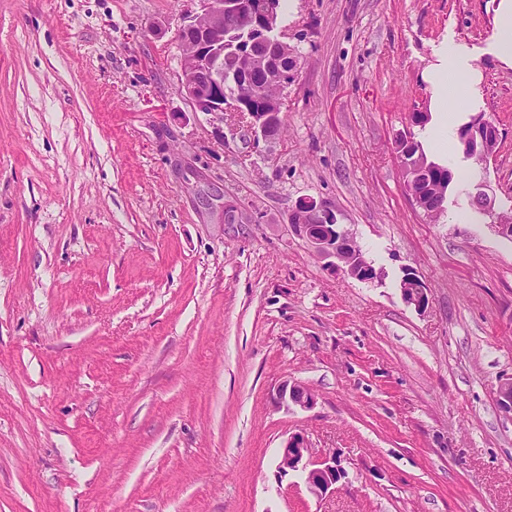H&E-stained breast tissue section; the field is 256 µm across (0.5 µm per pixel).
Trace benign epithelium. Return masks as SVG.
<instances>
[{
  "instance_id": "1",
  "label": "benign epithelium",
  "mask_w": 512,
  "mask_h": 512,
  "mask_svg": "<svg viewBox=\"0 0 512 512\" xmlns=\"http://www.w3.org/2000/svg\"><path fill=\"white\" fill-rule=\"evenodd\" d=\"M201 10L187 17L178 28L177 38L184 57L180 93L191 102L194 109L224 119V112H239L249 118V127L265 138L278 135L281 127V99L276 98L259 112L248 107V97L239 91L249 87V74L224 75V44L226 36L234 32L236 18L246 13L253 17L250 36L235 44V52L241 56L253 54L256 45L268 48L260 56L261 70L267 81L283 90L288 87L298 70V59L283 41L282 32L275 24L279 14L278 0H199ZM500 131L494 121L486 118L482 123L467 130L464 141L481 145L494 144ZM397 158L404 175V187L411 204L421 210L422 202L414 191V184L421 178L426 166L413 155L412 140L406 133L396 138ZM471 195L485 213L493 220V227L503 238H512V218H504L497 205L495 192L483 177L471 187ZM336 210L324 201L302 198L295 204L290 224L293 232L304 239L313 251L325 261L328 270L343 269L351 276L371 281L377 277L375 269L358 262L355 241L339 224H330L328 219ZM404 302L417 310L428 306V289L424 281L408 269L399 282ZM276 399L304 410L315 404V395L302 385L294 383L282 386ZM497 404L505 412H512V378L500 383ZM278 468L287 473L300 472L305 476L309 492L320 498L336 489L344 478V471L335 456L312 460L311 447L301 434L290 436L281 447Z\"/></svg>"
}]
</instances>
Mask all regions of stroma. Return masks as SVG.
Masks as SVG:
<instances>
[{"instance_id":"1","label":"stroma","mask_w":512,"mask_h":512,"mask_svg":"<svg viewBox=\"0 0 512 512\" xmlns=\"http://www.w3.org/2000/svg\"><path fill=\"white\" fill-rule=\"evenodd\" d=\"M505 0H287L283 128L195 111L175 33L199 0H0V512H512V240L410 206L397 134L446 102L448 44L503 137ZM323 200L381 277L297 237ZM428 287L407 306L404 269ZM315 394L278 403L282 385ZM336 456L318 498L291 435ZM496 48L503 57L512 58V11L501 18L496 34ZM276 399L281 403H291L301 409H311L315 404V395L312 391L302 385L294 383L292 385H283L277 392ZM278 468L284 473L293 471L304 474L309 492L318 498L334 491L345 474L336 456L312 460L311 447L300 434L290 436L282 445Z\"/></svg>"}]
</instances>
